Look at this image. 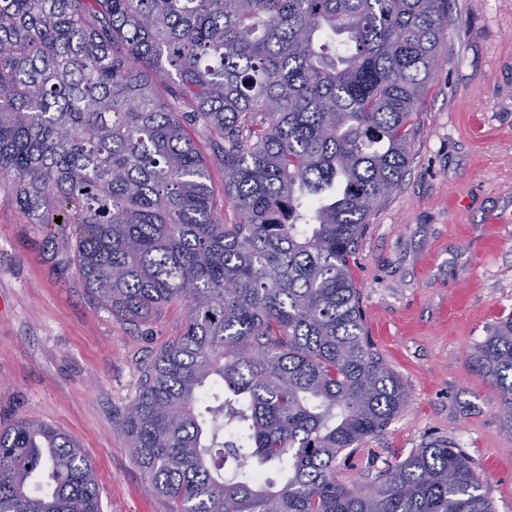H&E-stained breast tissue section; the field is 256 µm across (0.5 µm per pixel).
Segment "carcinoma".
Returning <instances> with one entry per match:
<instances>
[{
  "label": "carcinoma",
  "mask_w": 512,
  "mask_h": 512,
  "mask_svg": "<svg viewBox=\"0 0 512 512\" xmlns=\"http://www.w3.org/2000/svg\"><path fill=\"white\" fill-rule=\"evenodd\" d=\"M451 22L448 0H0V178L35 224L70 207L81 236L57 252L93 303L137 323L186 309L122 421L172 512H494L450 441L368 490L336 479L408 399L350 259L405 175ZM473 363L512 430V317ZM226 417L249 439L230 477ZM269 466L285 482L254 477ZM100 507L68 436L0 429V512ZM210 180L218 212L223 213L226 220L233 222L234 213L224 203V169L220 166H212L210 169Z\"/></svg>",
  "instance_id": "obj_1"
}]
</instances>
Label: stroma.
<instances>
[{
	"label": "stroma",
	"mask_w": 512,
	"mask_h": 512,
	"mask_svg": "<svg viewBox=\"0 0 512 512\" xmlns=\"http://www.w3.org/2000/svg\"><path fill=\"white\" fill-rule=\"evenodd\" d=\"M453 21L413 117L401 185L351 262L368 339L409 396L349 449L351 488L433 441L453 442L494 512H512V432L471 354L512 315V0H449ZM75 224H33L0 179V427L34 418L83 449L101 512H171L149 492L121 421L142 366L186 323L169 304L130 323L93 304L54 246Z\"/></svg>",
	"instance_id": "1"
}]
</instances>
